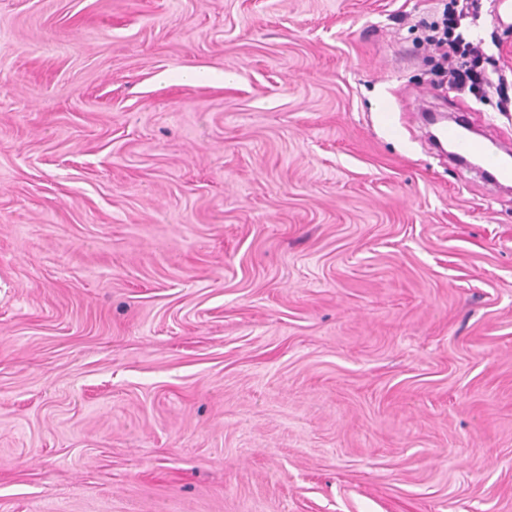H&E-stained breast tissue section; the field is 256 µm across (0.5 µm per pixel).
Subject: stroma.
<instances>
[{
	"mask_svg": "<svg viewBox=\"0 0 512 512\" xmlns=\"http://www.w3.org/2000/svg\"><path fill=\"white\" fill-rule=\"evenodd\" d=\"M441 0H0V512H512V190L420 112ZM512 84V0L462 23Z\"/></svg>",
	"mask_w": 512,
	"mask_h": 512,
	"instance_id": "obj_1",
	"label": "stroma"
}]
</instances>
